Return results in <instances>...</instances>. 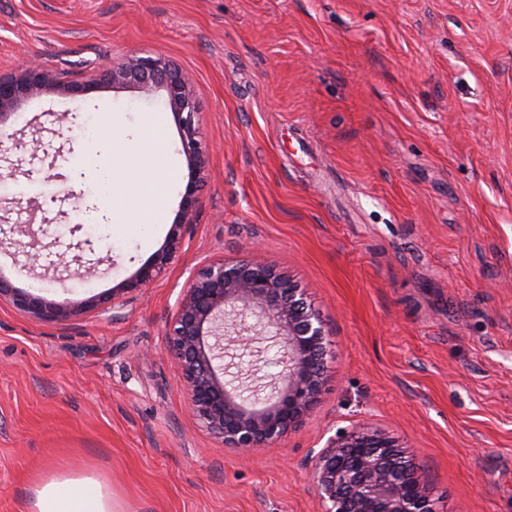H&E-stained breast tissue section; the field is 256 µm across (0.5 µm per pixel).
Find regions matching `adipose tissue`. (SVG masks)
Listing matches in <instances>:
<instances>
[{
  "instance_id": "adipose-tissue-1",
  "label": "adipose tissue",
  "mask_w": 512,
  "mask_h": 512,
  "mask_svg": "<svg viewBox=\"0 0 512 512\" xmlns=\"http://www.w3.org/2000/svg\"><path fill=\"white\" fill-rule=\"evenodd\" d=\"M141 138L149 146L138 171V189L141 205L127 211L123 193L118 184L127 174L116 168H98V182L104 183L102 200L109 203L113 213L126 214L133 225L142 229L153 228L158 213L175 178L169 162L164 132L158 122L143 126ZM112 492L92 476H54L36 485L32 492L30 512H112Z\"/></svg>"
}]
</instances>
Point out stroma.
Instances as JSON below:
<instances>
[{
    "instance_id": "35a3bbf8",
    "label": "stroma",
    "mask_w": 512,
    "mask_h": 512,
    "mask_svg": "<svg viewBox=\"0 0 512 512\" xmlns=\"http://www.w3.org/2000/svg\"><path fill=\"white\" fill-rule=\"evenodd\" d=\"M144 52L191 75L207 166L180 251L120 309L191 177L165 91L27 98L0 141V278L99 301L63 322L0 303V512L55 473L97 477L116 512H321L315 460L363 427L438 512H512V0H0V76L27 57L81 82ZM153 118L178 177L145 233L75 163L93 130L99 166L125 148L138 208ZM222 259L290 278L326 334L312 409L248 452L192 414L166 343Z\"/></svg>"
}]
</instances>
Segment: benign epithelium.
Here are the masks:
<instances>
[{"label": "benign epithelium", "mask_w": 512, "mask_h": 512, "mask_svg": "<svg viewBox=\"0 0 512 512\" xmlns=\"http://www.w3.org/2000/svg\"><path fill=\"white\" fill-rule=\"evenodd\" d=\"M104 80L164 90L189 165L203 174L206 159L198 138L192 79L152 55L129 57L80 84L63 82L42 61L21 63L13 74L0 77V138H13L7 120L21 99L50 90L87 95ZM199 187L198 179L188 181L180 220L171 225L165 246L134 279L112 288V305L121 304L122 295L149 287L171 263L193 222ZM2 300L33 318L56 321L94 303L87 299L63 307L0 279ZM222 332L236 336L245 348L260 340H270L278 348L283 369L259 410L246 408L240 387L228 388L213 364L224 354ZM168 343L189 409L227 448L248 451L280 437L312 408L321 389L326 352L323 322L302 289L263 263L220 260L202 265L178 302ZM313 479L324 512H435L431 494L415 476L405 452L377 431L363 428L336 438L319 455Z\"/></svg>", "instance_id": "obj_1"}]
</instances>
